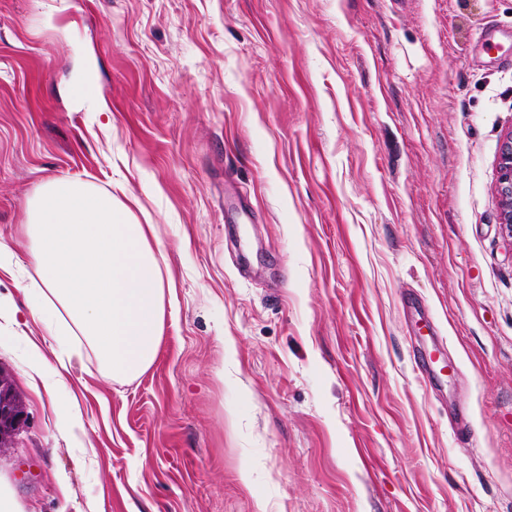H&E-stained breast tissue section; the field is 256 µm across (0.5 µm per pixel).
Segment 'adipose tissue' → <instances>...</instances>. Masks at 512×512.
I'll return each instance as SVG.
<instances>
[{
    "label": "adipose tissue",
    "mask_w": 512,
    "mask_h": 512,
    "mask_svg": "<svg viewBox=\"0 0 512 512\" xmlns=\"http://www.w3.org/2000/svg\"><path fill=\"white\" fill-rule=\"evenodd\" d=\"M111 192L50 181L28 208V266L17 286L62 355L84 346L117 380L152 365L164 316V273L149 236Z\"/></svg>",
    "instance_id": "ef3b65f1"
}]
</instances>
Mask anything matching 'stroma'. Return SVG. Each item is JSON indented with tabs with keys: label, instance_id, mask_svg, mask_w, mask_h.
I'll return each mask as SVG.
<instances>
[{
	"label": "stroma",
	"instance_id": "stroma-1",
	"mask_svg": "<svg viewBox=\"0 0 512 512\" xmlns=\"http://www.w3.org/2000/svg\"><path fill=\"white\" fill-rule=\"evenodd\" d=\"M511 130L512 0H0L25 512H512ZM75 176L123 186L170 286L146 373L76 355L59 395L15 280L29 199ZM421 312L456 366L434 387ZM80 104L87 112H106L107 104L93 86L91 77L84 79L76 88ZM495 192L499 202V224L512 240V130L501 142L497 160Z\"/></svg>",
	"mask_w": 512,
	"mask_h": 512
}]
</instances>
